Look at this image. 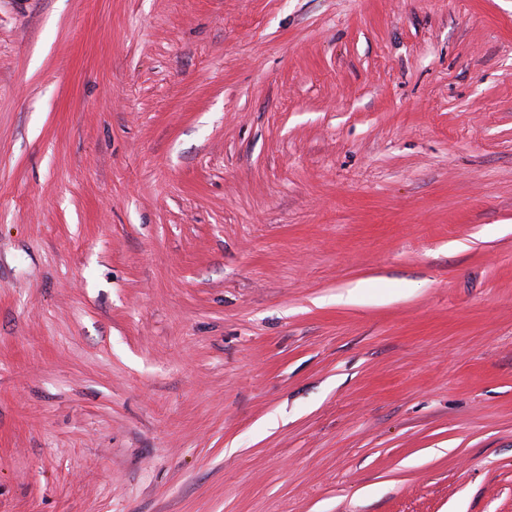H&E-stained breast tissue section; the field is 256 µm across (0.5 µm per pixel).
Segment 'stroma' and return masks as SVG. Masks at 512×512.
I'll list each match as a JSON object with an SVG mask.
<instances>
[{"instance_id": "35a3bbf8", "label": "stroma", "mask_w": 512, "mask_h": 512, "mask_svg": "<svg viewBox=\"0 0 512 512\" xmlns=\"http://www.w3.org/2000/svg\"><path fill=\"white\" fill-rule=\"evenodd\" d=\"M0 512H512V0H0Z\"/></svg>"}]
</instances>
